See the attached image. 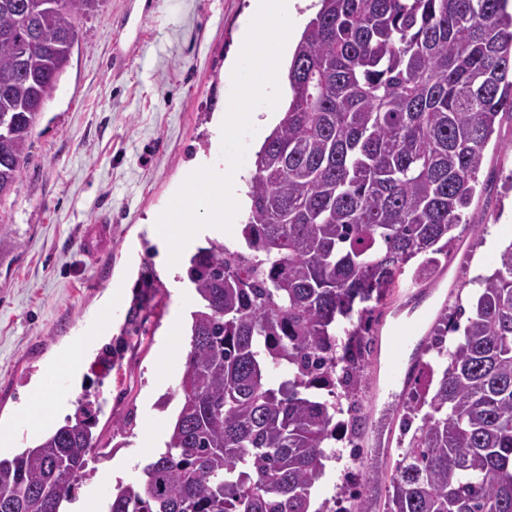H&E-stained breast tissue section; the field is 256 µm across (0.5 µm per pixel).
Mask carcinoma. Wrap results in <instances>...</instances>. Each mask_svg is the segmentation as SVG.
Wrapping results in <instances>:
<instances>
[{"label": "carcinoma", "mask_w": 512, "mask_h": 512, "mask_svg": "<svg viewBox=\"0 0 512 512\" xmlns=\"http://www.w3.org/2000/svg\"><path fill=\"white\" fill-rule=\"evenodd\" d=\"M100 2L0 0V198L69 66L78 19ZM508 2L319 0L288 66V107L246 180L242 242L209 239L189 258L197 304L166 451L110 488L107 512H311L336 458V416L348 412L356 436L365 425L367 303L386 299L410 260L423 257V274L448 256L496 118L512 112ZM430 352L446 366L435 382L419 364L384 512H512V245L465 326L438 314ZM96 414L83 405L0 456V512L75 500Z\"/></svg>", "instance_id": "1"}]
</instances>
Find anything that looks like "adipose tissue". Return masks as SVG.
<instances>
[{"label": "adipose tissue", "mask_w": 512, "mask_h": 512, "mask_svg": "<svg viewBox=\"0 0 512 512\" xmlns=\"http://www.w3.org/2000/svg\"><path fill=\"white\" fill-rule=\"evenodd\" d=\"M102 341L101 335L92 334L72 343L60 355L51 371L56 379H67V386L63 387L57 383L52 385L47 379H39L37 385L29 392L27 400L31 403H42L44 410L36 417L25 416L26 429L34 433L44 431L66 414L73 391L71 382L80 374L87 354L98 348Z\"/></svg>", "instance_id": "1"}]
</instances>
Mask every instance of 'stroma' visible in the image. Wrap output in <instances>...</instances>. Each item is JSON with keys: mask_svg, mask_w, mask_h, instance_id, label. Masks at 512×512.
I'll return each mask as SVG.
<instances>
[{"mask_svg": "<svg viewBox=\"0 0 512 512\" xmlns=\"http://www.w3.org/2000/svg\"><path fill=\"white\" fill-rule=\"evenodd\" d=\"M250 0H102L83 17L70 65L32 131L16 189L0 199V424L15 427L5 455L39 443L17 429L23 401L45 369L93 316L110 311L109 291L127 288L120 307L143 309L135 324L107 326L112 372L82 371L76 395L98 404L94 429L104 455L79 482L83 497L100 487L113 463L138 459L123 481L154 456L141 438L159 413L176 414L179 374L159 369L184 283L158 264L150 218L171 201L190 168L227 167L221 117L229 104L232 68ZM145 26H138V19ZM107 221L112 241L85 255L86 225ZM457 247L433 280L406 266L380 307L372 333L381 336L393 309L422 322L429 336L455 295L478 291L512 245V114L500 113ZM357 398L366 421L361 450L372 477L366 495L382 507L399 453L401 396H388L374 350ZM133 417L121 433L117 423Z\"/></svg>", "mask_w": 512, "mask_h": 512, "instance_id": "35a3bbf8", "label": "stroma"}]
</instances>
